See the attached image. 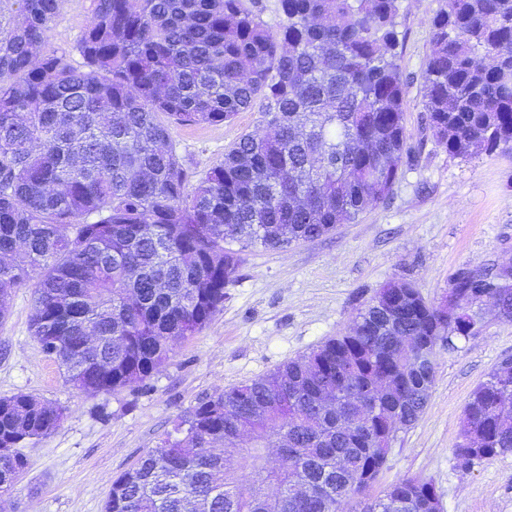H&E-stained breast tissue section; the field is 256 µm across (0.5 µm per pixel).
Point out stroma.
Listing matches in <instances>:
<instances>
[{
    "instance_id": "obj_1",
    "label": "stroma",
    "mask_w": 512,
    "mask_h": 512,
    "mask_svg": "<svg viewBox=\"0 0 512 512\" xmlns=\"http://www.w3.org/2000/svg\"><path fill=\"white\" fill-rule=\"evenodd\" d=\"M444 0H398L396 29L406 78V131L415 150L388 200L330 235L285 249H246L223 309L201 332L180 342L147 387L108 395L66 383L30 329L34 287L13 288L0 318V397L27 393L62 408L57 428L27 449L28 465L0 512H102L112 482L134 467L196 402L265 376L348 331L389 282L406 281L444 305L462 268L512 263V150L468 157L448 154L421 123L423 71L431 21ZM90 0H62L49 45L75 53ZM259 112L218 125H177L172 143L184 166L205 171L242 134L262 130ZM479 333L439 347L435 383L418 421L400 430L369 492L377 497L405 477L433 483L442 512H512V453L457 467L472 392L503 359L512 358V320L480 306Z\"/></svg>"
}]
</instances>
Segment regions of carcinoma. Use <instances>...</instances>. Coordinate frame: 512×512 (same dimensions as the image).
Masks as SVG:
<instances>
[{
    "label": "carcinoma",
    "instance_id": "obj_1",
    "mask_svg": "<svg viewBox=\"0 0 512 512\" xmlns=\"http://www.w3.org/2000/svg\"><path fill=\"white\" fill-rule=\"evenodd\" d=\"M60 2L0 0V318L33 278L31 329L66 382L144 388L224 307L243 250L328 235L391 194L411 155L397 0H279L276 31L257 0H91L79 68L48 45ZM432 39V135L455 156L511 149L512 0H446ZM255 106L269 132L198 176L183 167L172 125ZM450 292L453 320L388 283L349 332L200 399L112 482L103 512H345L386 464L387 420L407 429L427 405L434 362L412 340L468 336L481 294L512 319L498 270L462 269ZM62 417L29 394L0 398L1 496ZM508 452L511 359L472 393L453 449L463 470ZM434 498L404 478L365 512H431Z\"/></svg>",
    "mask_w": 512,
    "mask_h": 512
}]
</instances>
